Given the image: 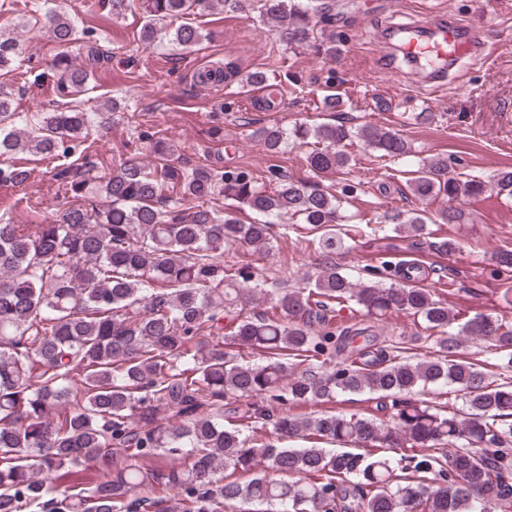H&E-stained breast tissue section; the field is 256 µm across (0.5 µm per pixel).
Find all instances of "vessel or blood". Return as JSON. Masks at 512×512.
I'll return each mask as SVG.
<instances>
[{
  "mask_svg": "<svg viewBox=\"0 0 512 512\" xmlns=\"http://www.w3.org/2000/svg\"><path fill=\"white\" fill-rule=\"evenodd\" d=\"M378 41L386 72L399 73L398 62L404 59L414 67L420 83L434 88L447 83L459 58L475 54L485 59L491 53L482 27L431 11L387 25Z\"/></svg>",
  "mask_w": 512,
  "mask_h": 512,
  "instance_id": "1",
  "label": "vessel or blood"
}]
</instances>
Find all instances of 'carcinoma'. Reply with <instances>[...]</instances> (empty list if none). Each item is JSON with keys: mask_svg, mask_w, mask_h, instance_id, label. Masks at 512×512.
Returning a JSON list of instances; mask_svg holds the SVG:
<instances>
[{"mask_svg": "<svg viewBox=\"0 0 512 512\" xmlns=\"http://www.w3.org/2000/svg\"><path fill=\"white\" fill-rule=\"evenodd\" d=\"M290 46L310 44L319 24L336 22L327 0H260ZM240 0H147L141 40L156 45L166 20L196 7L235 11ZM46 32L61 51L50 63L60 90L79 93L101 60L86 38L75 64L67 50L76 21L49 16ZM202 32L181 24L172 43L190 49ZM21 45L0 31V71ZM121 110L45 112L28 126L12 94L0 87V157L18 153L61 159L52 179L68 198L49 224L0 219V512H175L162 498L136 493L157 483L182 496L185 512H512V381L493 384L482 366L459 355L460 342L490 343L512 368V325L491 314L457 322L448 303L418 285L421 269L386 256L380 279L352 280L327 264L304 287L258 278L250 263L224 265V251L266 258L274 226L306 224L330 256L345 245L352 217L330 192L272 173L276 187L240 169L171 160V147L143 132L153 165L132 154L97 172L84 146L104 136ZM266 152L315 139L307 162L338 172L352 137L394 159L409 157L405 138L389 129L342 124L278 125L253 131ZM29 171L0 163V185L19 187ZM421 200L454 201L487 189L512 195V171L495 182L448 175V160L423 161L409 180ZM237 203H205L215 192ZM102 196L99 208L92 198ZM261 219L245 223L237 212ZM400 237H423L427 217L385 216ZM270 313H252L258 300ZM405 313L425 325L435 352L381 346L371 320ZM453 388L462 408L416 398ZM368 395L388 415L313 411L340 396ZM268 441L255 447L250 433ZM293 439L309 441L290 448ZM338 447L333 448L331 444ZM159 452L169 464L148 469ZM52 496L50 484H83ZM250 474L246 480L239 475Z\"/></svg>", "mask_w": 512, "mask_h": 512, "instance_id": "cac0c4a2", "label": "carcinoma"}]
</instances>
